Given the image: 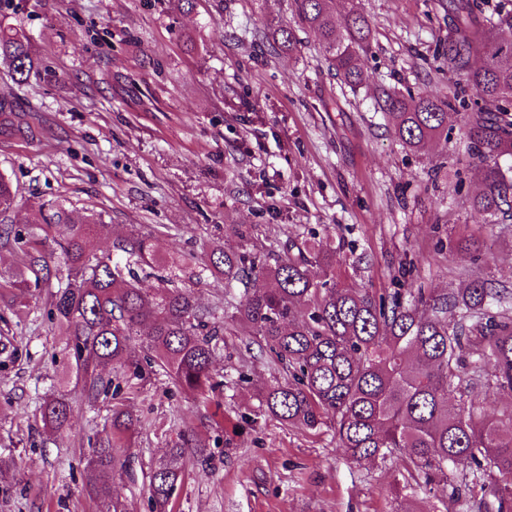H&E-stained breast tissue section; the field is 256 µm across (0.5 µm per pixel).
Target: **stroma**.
I'll use <instances>...</instances> for the list:
<instances>
[{
	"label": "stroma",
	"instance_id": "stroma-1",
	"mask_svg": "<svg viewBox=\"0 0 512 512\" xmlns=\"http://www.w3.org/2000/svg\"><path fill=\"white\" fill-rule=\"evenodd\" d=\"M292 0H0V25L23 30L35 72L16 83L0 62V98L13 101L0 130V173L16 190L8 221L37 218L56 200L73 216L100 215L91 240L112 248L130 227L151 233L157 255L198 264L212 247L244 248L267 262L286 241L313 235L336 244L343 285L451 296L478 276L512 290V220L491 222L470 201L480 177L469 163L460 115L446 138L410 148L389 131L381 93L443 97L461 84L442 46L448 0H336L374 27L362 83L330 70L318 34L296 31L297 48L270 46L265 19H291ZM474 234L476 261L450 250ZM46 288L25 304L0 300V512H101L85 459L113 402L142 422L112 496L124 512H150L145 474L180 432L220 439L210 465L188 450L173 512H394L402 458L356 464L331 425L301 430L268 415L262 388L282 381L241 325L224 333L225 425L214 407L153 372L117 399L89 404L61 387L70 339L47 317ZM65 392L70 426L46 440L35 417L47 394ZM494 503L492 482L465 466L447 488L415 495L417 512H465Z\"/></svg>",
	"mask_w": 512,
	"mask_h": 512
}]
</instances>
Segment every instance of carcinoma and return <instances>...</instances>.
Listing matches in <instances>:
<instances>
[{
  "instance_id": "carcinoma-1",
  "label": "carcinoma",
  "mask_w": 512,
  "mask_h": 512,
  "mask_svg": "<svg viewBox=\"0 0 512 512\" xmlns=\"http://www.w3.org/2000/svg\"><path fill=\"white\" fill-rule=\"evenodd\" d=\"M333 0H293L289 26L273 20L267 36L282 49L296 45L294 27L320 32L332 69L345 84L357 86L358 57L371 48V22L351 9L336 15ZM512 30V8L488 16L480 0H448V67L463 76L476 95L473 103L458 94L439 97L384 94L383 107L393 136L418 147L438 139L448 111L460 104L469 140V159L481 175L472 209L490 219L512 218V45L499 32ZM0 60L17 81L33 71L31 46L16 29L0 28ZM16 190L0 174V215L14 206ZM38 231L27 232L20 267L0 280V294L24 303L30 284H50V231L66 225L56 242L68 268L66 281L48 291L49 319L71 337L68 369L82 394L95 402L108 395L112 380L102 369L112 364L145 379L143 367H159L179 388L210 399L224 387L215 364L224 349L226 324L248 328L252 343L271 354L285 382L262 393L267 412L290 426L314 430L333 421L340 446L356 463L404 454L415 485L425 491L448 479V465L468 464L479 473L496 472L497 512H512V402L497 412L451 401L453 381L471 386L486 372L497 389L512 397V318L489 313L506 308L509 296L475 277L452 297L418 289L412 299L400 293L376 296L367 288L336 284V248L314 237L290 240L284 255L267 264L247 252L219 246L205 270L224 278V317L198 305L194 281L202 272H186L184 259L155 255L139 230L112 241V251L97 253L88 244L97 221H75L63 205L38 206ZM454 248L463 261L475 259L478 241L463 238ZM154 278L156 288L140 286ZM261 279L265 287L251 288ZM472 357L466 372L462 354ZM70 404L48 395L40 421L53 437L69 425ZM141 420L115 406L109 429L87 460L91 493L106 512H123L112 500L114 449L129 448ZM198 433H181L151 469V512H172L182 482L187 449L206 448Z\"/></svg>"
}]
</instances>
